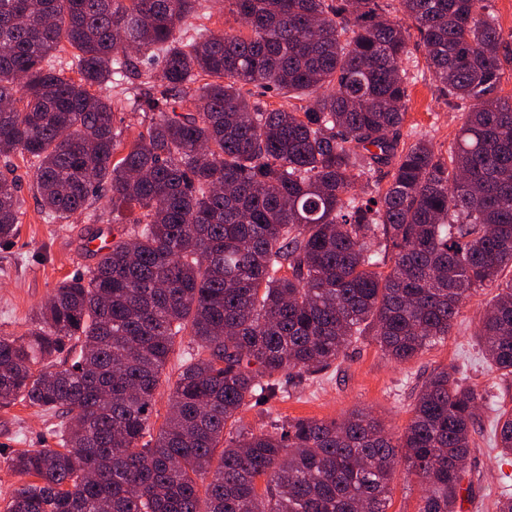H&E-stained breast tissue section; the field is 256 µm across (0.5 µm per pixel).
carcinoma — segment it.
<instances>
[{"label":"carcinoma","mask_w":512,"mask_h":512,"mask_svg":"<svg viewBox=\"0 0 512 512\" xmlns=\"http://www.w3.org/2000/svg\"><path fill=\"white\" fill-rule=\"evenodd\" d=\"M226 2L236 33L195 25L201 0H0V157L35 168L49 223H95L103 197L141 210L35 328L0 336V407L51 412L61 436L7 458L30 481L6 512H387L401 468L426 489L419 512H457L487 398L446 368L396 440L363 409L238 422L362 336L415 359L488 287L476 336L512 379V96L491 0H397L436 90L464 107L446 157L396 137L416 76L383 0ZM266 90L302 105L272 108ZM118 110L145 130L126 137ZM383 166L387 186L355 192ZM21 208L7 167L0 242ZM178 336L196 353L153 434ZM493 437L511 457L512 410Z\"/></svg>","instance_id":"obj_1"}]
</instances>
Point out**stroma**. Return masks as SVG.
I'll return each mask as SVG.
<instances>
[{"label":"stroma","mask_w":512,"mask_h":512,"mask_svg":"<svg viewBox=\"0 0 512 512\" xmlns=\"http://www.w3.org/2000/svg\"><path fill=\"white\" fill-rule=\"evenodd\" d=\"M407 51L419 75L409 88L407 115L398 137L409 144L423 136L437 152L447 153L462 124V114L439 95L417 35H410ZM16 174L22 216L12 243L0 244V335L19 337L32 328L35 311L53 290L64 280L83 273L93 259L83 246L88 237L86 224L78 221L65 230L47 223L34 194L33 168L19 166ZM494 294V289L488 288L468 298L452 334L405 364L383 356L371 337L361 338L313 380L244 410L243 425L256 430L275 420L327 421L340 418L348 410L364 408L396 437L409 420V405L415 392L431 372L444 367L457 368L465 382L486 390L499 408L512 409V382L500 380L498 372L485 361L474 336L475 320ZM192 351L189 337H177L155 395L152 428H159L169 412L174 384ZM494 419L493 410L482 409L481 431L475 434L466 459L472 491L463 495L461 512H494L493 503L512 475V464L503 463L493 445ZM56 424L54 416L24 402L0 408V508L23 482L22 476L9 468L6 455L57 447Z\"/></svg>","instance_id":"obj_1"}]
</instances>
